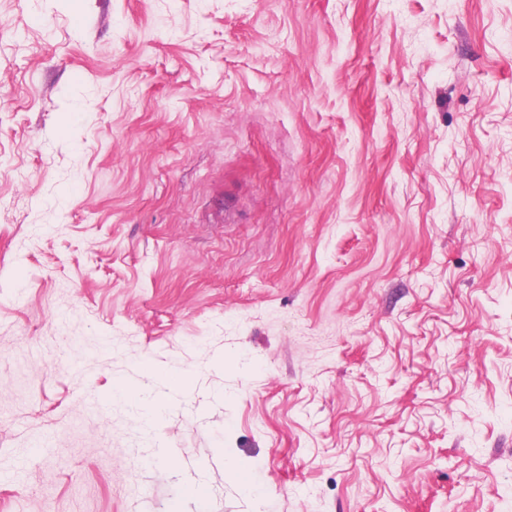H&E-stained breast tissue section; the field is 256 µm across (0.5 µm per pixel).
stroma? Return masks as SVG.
Listing matches in <instances>:
<instances>
[{
	"instance_id": "obj_1",
	"label": "stroma",
	"mask_w": 512,
	"mask_h": 512,
	"mask_svg": "<svg viewBox=\"0 0 512 512\" xmlns=\"http://www.w3.org/2000/svg\"><path fill=\"white\" fill-rule=\"evenodd\" d=\"M0 512H512V0H0ZM138 373L140 380L120 384L114 395L124 398L129 403L143 405L148 403L152 413H157L166 407L172 395L191 382V372L181 368L162 370L149 357H143L139 362ZM145 380H149L154 392H146Z\"/></svg>"
}]
</instances>
